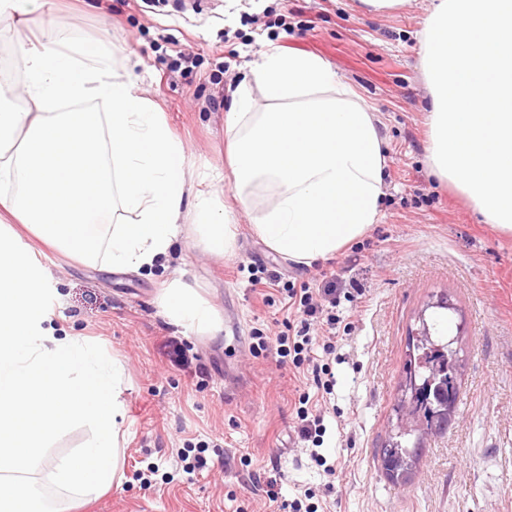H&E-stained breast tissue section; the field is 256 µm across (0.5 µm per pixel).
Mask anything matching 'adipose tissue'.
Instances as JSON below:
<instances>
[{
	"label": "adipose tissue",
	"mask_w": 512,
	"mask_h": 512,
	"mask_svg": "<svg viewBox=\"0 0 512 512\" xmlns=\"http://www.w3.org/2000/svg\"><path fill=\"white\" fill-rule=\"evenodd\" d=\"M49 0H0V34L10 36L24 77L0 84V223L13 219L81 260L112 244V265L140 268L167 255L185 224L205 246L233 252L236 229L218 194L197 192L192 213L186 152L136 80L104 64L107 39L57 29ZM267 101L253 109V90ZM235 201L251 230L289 261L335 255L380 219L386 159L380 120L320 57L263 51L232 92L226 114ZM18 191H11V184ZM273 198L256 208L253 191ZM43 269L0 232V512H41L26 479L45 467L60 489L81 496L120 486L119 359L88 340L54 336L40 286ZM161 305L181 326L218 334L211 307L172 281ZM75 422L91 444L63 460L44 450Z\"/></svg>",
	"instance_id": "obj_1"
}]
</instances>
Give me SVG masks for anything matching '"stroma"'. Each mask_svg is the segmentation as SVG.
I'll use <instances>...</instances> for the list:
<instances>
[{"label":"stroma","mask_w":512,"mask_h":512,"mask_svg":"<svg viewBox=\"0 0 512 512\" xmlns=\"http://www.w3.org/2000/svg\"><path fill=\"white\" fill-rule=\"evenodd\" d=\"M434 5L402 0L375 13L363 0H54L58 25L111 41V63L183 141L196 189H218L224 204L234 202L232 181L213 187L203 176L227 168V87L271 44L332 66L380 118L387 163L381 221L308 266L271 251L239 210L234 255L208 253L187 231L166 266L137 272L112 269L104 251L81 261L16 225L19 248L46 270L56 334L124 363L120 486L85 503L38 479L49 512H277L265 493L277 473L286 499L312 493L318 512H512V237L427 168L421 32ZM179 58L190 74L175 68ZM328 273L349 325L326 358L336 384L320 406L332 477L294 439L304 379L275 352L250 351L254 337L283 331L288 284L322 288ZM175 277L213 306L220 335L169 321L159 298ZM256 277L262 285L251 286ZM355 287L363 306L347 297ZM443 294L449 324L464 327L458 411L396 485L376 450L395 418L411 332ZM200 458L206 469H196Z\"/></svg>","instance_id":"1"}]
</instances>
